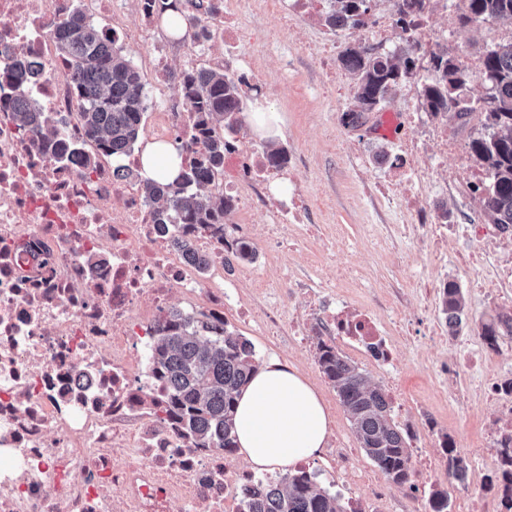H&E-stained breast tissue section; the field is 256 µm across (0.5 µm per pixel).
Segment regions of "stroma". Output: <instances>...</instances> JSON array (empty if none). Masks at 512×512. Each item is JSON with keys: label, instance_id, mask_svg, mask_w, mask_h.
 Instances as JSON below:
<instances>
[{"label": "stroma", "instance_id": "stroma-1", "mask_svg": "<svg viewBox=\"0 0 512 512\" xmlns=\"http://www.w3.org/2000/svg\"><path fill=\"white\" fill-rule=\"evenodd\" d=\"M243 22L274 33L269 43L242 45L237 52L260 74L267 104L280 115L273 141L298 163L310 186V221L316 229L288 225L280 242L269 248L263 242L269 217L252 213L249 222L257 252L252 261L233 263L225 287L247 301L266 281L286 277L316 289L323 281L336 280L338 297L370 308L392 333L396 358L392 374H382L361 358L356 361L359 369L381 386L396 379L409 396L439 411V423L428 439L431 453L440 454V437L452 428L460 456L474 461L483 436L493 427V416L488 403L461 399L459 393L486 377L512 378V348L504 350L491 367L467 374L456 371L457 357L476 343L478 326L496 320L505 311L504 301H512V281L505 283L501 302L487 298L476 286L482 276L492 274L493 261L465 266L459 260L481 245L472 227L488 218L478 197L466 188L450 191L442 176L428 184L424 205L448 211L446 241L440 255H433L425 238L409 232L410 220L399 198L372 191L375 183L386 179L391 162L402 155L412 129L401 127L389 137L340 126L339 114L355 108V80L340 66L336 72L342 82L332 85L312 54L325 31L321 22L300 16L281 22L267 12L264 0H248ZM434 278L454 282L465 299L461 326L436 343L426 336L425 327L444 322L441 301L436 289L419 286L420 281ZM237 331L252 342L256 359L274 354L303 371L331 411L335 435L352 448L357 469L376 473L378 467L361 448L335 387L316 362L318 337L299 346L254 327L241 325Z\"/></svg>", "mask_w": 512, "mask_h": 512}]
</instances>
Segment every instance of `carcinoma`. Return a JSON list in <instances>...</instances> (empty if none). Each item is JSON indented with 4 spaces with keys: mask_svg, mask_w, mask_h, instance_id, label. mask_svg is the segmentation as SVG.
I'll list each match as a JSON object with an SVG mask.
<instances>
[{
    "mask_svg": "<svg viewBox=\"0 0 512 512\" xmlns=\"http://www.w3.org/2000/svg\"><path fill=\"white\" fill-rule=\"evenodd\" d=\"M372 0H329L321 19L338 32L361 25L360 16L371 10ZM147 12L159 15L169 10L181 13L192 27L202 22L211 4L204 0H144ZM476 20H512V0H467L459 17L465 28ZM59 56L65 61L75 89L83 101L78 127L83 144L95 147L102 158L134 150L147 110L144 83L138 69L127 59L118 38L102 24H95L79 11L53 33ZM391 53L347 44L340 55L342 65L356 80L355 98L361 118L379 111L391 92L416 77L411 42ZM435 79L425 83L424 107L435 117H447L464 127L474 114L483 117L486 134L469 142L471 153L489 171L487 181L472 187L479 195L490 223L512 227V41L495 44L483 54V69L471 76L458 68L448 50L432 53ZM34 62L23 58L3 71L14 89L9 102L14 121L24 133L51 132L40 107L27 97V71ZM479 82L486 93L474 98L464 94ZM184 104L190 113L189 131L175 140L183 152L195 157L178 176L163 182L142 177L143 194L156 205L155 222L179 224L175 248L199 270L207 268L196 247L197 235L224 224L230 204L224 195L208 186L224 173V150L228 135L241 126L243 102L238 81L224 73L200 68L181 77ZM253 248L246 242L231 245L224 264L248 260ZM443 312L448 327L460 326L463 298L460 288L443 289ZM484 336L495 341L512 336V317H498L484 325ZM156 380L165 391L167 411L174 423L203 448L236 449L234 412L239 389L255 370V352L250 342L227 329L224 317L213 312L198 314L174 310L158 324L153 355ZM317 362L337 390L350 414L361 447L394 483L408 481L409 435L394 423L385 388L371 383L359 368L335 347L318 342ZM242 512H346L336 507V497L298 469L276 483H258L248 489Z\"/></svg>",
    "mask_w": 512,
    "mask_h": 512,
    "instance_id": "carcinoma-1",
    "label": "carcinoma"
}]
</instances>
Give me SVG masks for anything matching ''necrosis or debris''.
<instances>
[{
	"label": "necrosis or debris",
	"mask_w": 512,
	"mask_h": 512,
	"mask_svg": "<svg viewBox=\"0 0 512 512\" xmlns=\"http://www.w3.org/2000/svg\"><path fill=\"white\" fill-rule=\"evenodd\" d=\"M212 4L206 31L226 47L214 66L256 86L258 74L236 48L268 41L270 33L242 24V0ZM80 9L114 18L115 32L128 40L157 44L149 64L159 84L170 77L159 49L164 36L146 14L132 22L114 17L112 0H0V67L22 54L43 64L31 92L55 125L57 141L67 143L79 133L73 116L80 103L56 56L53 32ZM447 9L448 0H423L412 33L417 57L448 46L461 69L478 74L482 62L470 54L468 33L456 19L444 29L432 27L434 14ZM408 119L434 150L427 155L411 145L409 163H392L389 175L411 224L430 227L440 242L443 219L420 205L422 183L444 173L454 189L478 173L457 155L445 127L426 124L416 112ZM188 125L181 101L161 95L146 135L164 139ZM225 159L231 173L214 189L232 201L226 241H250L247 216L262 209L276 219L268 241L278 239L283 225L302 223L308 193L294 163L271 166L244 136L234 138ZM136 167L130 155L92 172L78 155L58 161L0 110V512H237L256 475L222 449L197 447L171 420L154 386V334L174 299L232 306L237 321L269 334L341 336L382 370L393 363L385 325L347 300L329 309L317 294H299L285 280L268 285L271 301L263 309L233 303L219 283L221 246L200 237L199 248L210 258L209 275L201 277L174 247L177 225L163 232L154 224L152 205L130 177ZM481 235V253L494 259L495 270L479 286L497 299L512 278V252L500 250L506 235L500 225H486ZM475 393L493 405L494 428L482 451L494 458L495 469L486 475L474 467L457 477L449 459L417 442L409 450L411 479L419 489L442 471L453 487L489 481L493 491L480 510L462 496L457 512H512V393L495 377L481 380Z\"/></svg>",
	"instance_id": "4bbe7bcc"
}]
</instances>
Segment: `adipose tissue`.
I'll list each match as a JSON object with an SVG mask.
<instances>
[{
    "label": "adipose tissue",
    "mask_w": 512,
    "mask_h": 512,
    "mask_svg": "<svg viewBox=\"0 0 512 512\" xmlns=\"http://www.w3.org/2000/svg\"><path fill=\"white\" fill-rule=\"evenodd\" d=\"M141 173L172 180L184 162L177 143L148 142L139 150ZM332 417L298 368L270 356L237 397L238 450L254 472L287 470L315 460L331 433Z\"/></svg>",
    "instance_id": "1"
}]
</instances>
